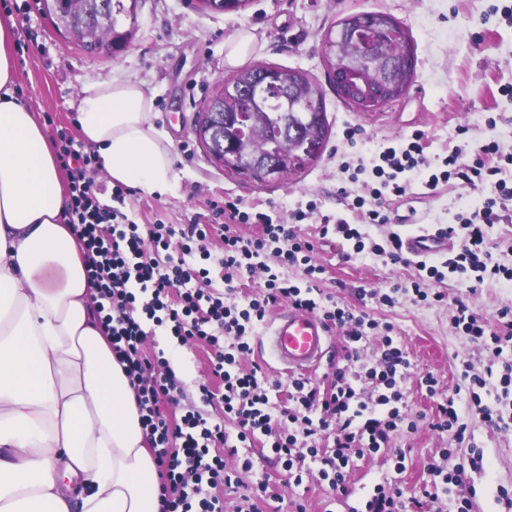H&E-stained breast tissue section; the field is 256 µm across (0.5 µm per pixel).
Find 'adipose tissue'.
Here are the masks:
<instances>
[{"label": "adipose tissue", "instance_id": "obj_1", "mask_svg": "<svg viewBox=\"0 0 512 512\" xmlns=\"http://www.w3.org/2000/svg\"><path fill=\"white\" fill-rule=\"evenodd\" d=\"M13 41L0 17V512H157L135 391L101 332L52 143L14 89ZM78 98L80 136L110 184L174 185L172 141L142 84L102 80Z\"/></svg>", "mask_w": 512, "mask_h": 512}]
</instances>
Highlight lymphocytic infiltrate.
I'll return each instance as SVG.
<instances>
[{"mask_svg":"<svg viewBox=\"0 0 512 512\" xmlns=\"http://www.w3.org/2000/svg\"><path fill=\"white\" fill-rule=\"evenodd\" d=\"M424 149V135L416 131L401 141L380 144L371 168L357 166V173H370L374 182L369 198L356 200L366 206L369 223H388L384 200L405 195L415 177L431 191L455 179L466 183L477 179L488 185L489 193L480 205L461 213L459 223L445 227L448 235L463 234L461 251L450 259L418 263L415 277L389 291H371V299L381 306L395 305L401 296L416 302L442 301L444 295L435 286L450 273L473 272L480 285L512 281V268L493 262L486 235L488 225L512 216V180L502 176L505 166L512 165V155L499 156L497 143L490 141L479 146L468 163L466 147L459 144L432 163ZM58 160L70 169L67 222L84 246L87 278L100 298V322L136 388L141 426L153 445L161 489L158 512H224L218 488L231 487L239 470L253 466L247 455L240 469L226 467L221 450L230 439L223 426L227 419L237 422L239 442L265 441L295 484L316 472L332 492L345 497L350 494L347 478L358 461L385 451L391 433L399 427L416 430V421L404 411L403 383L410 367L406 352L392 337L391 325H380L365 310L338 302L321 290L326 269L313 257L314 242L298 232L304 211H295L292 223L268 224L263 213L225 205L218 260L225 285L258 270L263 273L260 292L241 305L227 301L212 287L211 255L203 246L212 235V225L192 224L178 230L155 224L141 230L119 208L126 189H114L112 204L100 202L101 189L88 171L90 156L68 140L60 147ZM253 219L262 223L260 233L241 234L240 225ZM320 233L342 236L358 254L377 253L395 264L403 260L394 233L385 243H370L358 225L342 218L323 222ZM160 250L164 259H155ZM264 255L269 258L265 264L260 261ZM291 268L300 270L299 280L288 278ZM283 300L341 329L349 361L331 363L323 388L307 377L292 379L288 402L280 405L271 399L261 366L242 367L240 358L250 353V341L270 308ZM498 316L501 327L495 330L461 300L451 315L454 329L480 343L492 357L485 370L465 366L454 394L435 408V429L450 433L456 446L469 450L467 458L451 469L428 467L435 489L456 492L455 512H471L476 490L467 472L483 467V453L472 445L463 407L476 409L489 428L512 429V308H502ZM149 324L166 328L179 343L200 340L213 347L209 370L224 390L217 395L204 384L200 391L203 402L221 400L223 422L210 421L195 410L184 415L181 426H170L161 405L174 399L182 386L167 361L145 354ZM376 334L381 337L379 357L352 366V358ZM328 431L333 434L329 445L324 442ZM357 512H406L394 478L371 483L366 497L358 501Z\"/></svg>","mask_w":512,"mask_h":512,"instance_id":"obj_1","label":"lymphocytic infiltrate"}]
</instances>
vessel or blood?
<instances>
[{"instance_id":"obj_1","label":"vessel or blood","mask_w":512,"mask_h":512,"mask_svg":"<svg viewBox=\"0 0 512 512\" xmlns=\"http://www.w3.org/2000/svg\"><path fill=\"white\" fill-rule=\"evenodd\" d=\"M405 255L425 258L444 253L448 237L423 230L400 239ZM265 333L271 350L285 373L307 375L318 368L328 352L330 330L317 314L284 306L268 323Z\"/></svg>"}]
</instances>
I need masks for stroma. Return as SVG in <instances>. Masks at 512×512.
Masks as SVG:
<instances>
[{
	"mask_svg": "<svg viewBox=\"0 0 512 512\" xmlns=\"http://www.w3.org/2000/svg\"><path fill=\"white\" fill-rule=\"evenodd\" d=\"M490 0H252L241 13L200 11L189 0H139L137 22L130 43L109 56L91 54L70 42L41 10L40 0H0V15L15 22L19 66L18 96L40 114L53 143L79 140L78 90L106 78L131 79L151 91L154 122L172 139L175 169L173 189L164 195L131 190L122 210L139 224H214V204L233 202L240 210L262 212L276 224L287 223L291 213L316 203L317 209L302 226L314 236L324 217H343L361 225L371 239L388 233L411 232L404 218L416 208L427 227L455 223L466 205L481 202L486 187L455 180L436 190L413 183L411 195L390 197L384 207L390 221L366 224L355 206L360 185L349 181L344 162L370 165L375 147L422 130L428 160L445 156L456 145L458 127H468L472 144L497 142L502 153L512 154V96L499 88L512 84V23L488 13ZM382 11L401 21L416 45V91L390 102L375 114L355 111L335 94L324 63V42L331 28L351 13ZM257 36L253 63L295 68L307 72L322 87L330 140L320 159L288 179L259 183L225 174L208 158L194 134V117L219 86L231 78L224 66V43L241 27ZM360 128L362 137L349 145L346 126ZM316 260L326 268L322 287L336 300L364 306L380 323L393 325L396 340L411 360L404 384L407 410L418 423L415 432L392 435L391 448L406 454L400 476L407 499L424 500L426 467L453 447L448 433L432 428L436 400L421 390L420 378L432 374L442 394L454 393L461 361L483 364L485 351L458 335L450 318L456 297L497 326L498 311L512 306V284L474 286L467 277L440 284L443 302L400 299L392 307L361 301L359 289L389 288L415 275L414 266L394 264L384 257L354 253L349 241L330 236L319 241ZM149 355H164L182 385L176 401L162 410L171 425H179L187 410L217 418L219 406L205 404L199 387L209 380L210 349L200 343L179 344L161 328L150 330L145 344ZM467 422L482 446L484 468L471 473L476 489L473 512H508L498 502L499 487L512 490V432L485 426L478 414ZM253 467L242 474L240 487L223 491L224 512H237L244 494L262 479H270L276 495L260 502V512H289L292 499L305 497L310 512H339L317 483L295 486L261 447L253 449Z\"/></svg>",
	"mask_w": 512,
	"mask_h": 512,
	"instance_id": "obj_1",
	"label": "stroma"
}]
</instances>
